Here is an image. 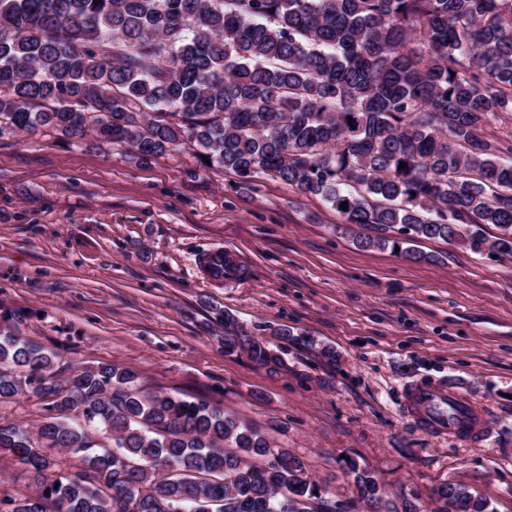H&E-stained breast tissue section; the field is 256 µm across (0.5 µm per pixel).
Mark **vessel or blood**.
Listing matches in <instances>:
<instances>
[{
	"label": "vessel or blood",
	"instance_id": "vessel-or-blood-1",
	"mask_svg": "<svg viewBox=\"0 0 512 512\" xmlns=\"http://www.w3.org/2000/svg\"><path fill=\"white\" fill-rule=\"evenodd\" d=\"M205 274L217 283L235 281L236 276L224 264L223 251H215L207 262ZM406 412L423 430L437 436L475 439L483 436L485 425L474 405L446 386L415 382L407 396Z\"/></svg>",
	"mask_w": 512,
	"mask_h": 512
}]
</instances>
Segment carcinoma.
<instances>
[{
	"instance_id": "carcinoma-1",
	"label": "carcinoma",
	"mask_w": 512,
	"mask_h": 512,
	"mask_svg": "<svg viewBox=\"0 0 512 512\" xmlns=\"http://www.w3.org/2000/svg\"><path fill=\"white\" fill-rule=\"evenodd\" d=\"M509 122L512 0H0V138L50 132L140 164L190 153L244 189L271 177L319 198L360 246L413 260L419 239L512 258ZM24 319H0V400L45 414L0 424L31 488L0 512H346L216 402L144 392L112 362L61 375ZM234 322L224 352L288 369ZM352 473L370 512H421ZM437 502L489 508L454 484Z\"/></svg>"
}]
</instances>
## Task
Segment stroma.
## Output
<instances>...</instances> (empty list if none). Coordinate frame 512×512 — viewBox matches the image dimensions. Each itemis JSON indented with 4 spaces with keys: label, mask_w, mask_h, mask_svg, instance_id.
I'll return each mask as SVG.
<instances>
[{
    "label": "stroma",
    "mask_w": 512,
    "mask_h": 512,
    "mask_svg": "<svg viewBox=\"0 0 512 512\" xmlns=\"http://www.w3.org/2000/svg\"><path fill=\"white\" fill-rule=\"evenodd\" d=\"M411 247L424 260L360 247L320 199L269 177L245 190L179 153L138 164L117 147L0 139V309L27 313L23 335L65 367L112 361L143 391L220 403L342 503L357 498L350 460L397 504L436 512L450 483L512 512V261ZM218 248L241 279L203 276ZM220 310L283 350L287 371L226 354ZM420 378L476 404L484 442L406 417Z\"/></svg>",
    "instance_id": "35a3bbf8"
}]
</instances>
